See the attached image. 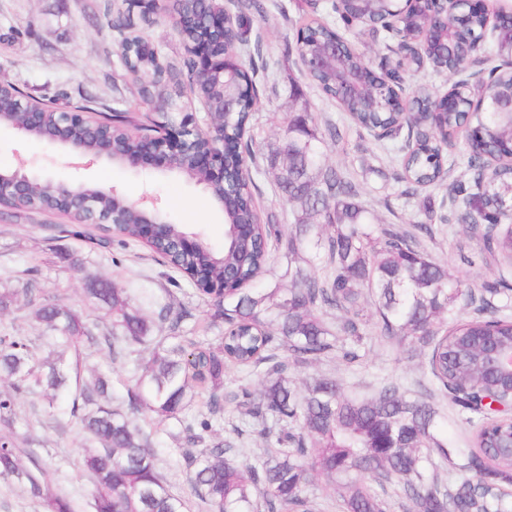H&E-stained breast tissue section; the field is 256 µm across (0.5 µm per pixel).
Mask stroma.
I'll return each instance as SVG.
<instances>
[{"mask_svg":"<svg viewBox=\"0 0 512 512\" xmlns=\"http://www.w3.org/2000/svg\"><path fill=\"white\" fill-rule=\"evenodd\" d=\"M122 2L0 0V82L18 86L31 98L54 99L62 111L71 110L85 96L113 108L146 112L138 84L109 62L118 49V34L107 9ZM331 4L332 0H320L314 7L308 0H259L258 10L252 11L249 36L263 41L267 68L255 78L260 103L250 125L251 135L260 141L276 132L294 106L290 90L299 86L312 111L345 125L343 147L328 149L327 156L354 174L362 201L374 205L387 223L423 220L427 203L437 210L447 209L445 188L407 194L400 169L386 155L381 141L348 126L342 107L304 81L298 30L311 20L331 15ZM138 31L161 52L164 62L181 65L186 51L167 15H155L153 24L139 25ZM22 159L31 171L55 183L82 180L113 186L129 202L152 194L173 223L201 234L214 248L224 245V217L208 192L192 181L172 177L149 164L135 170L103 162L77 168L58 145L0 126V170L13 169ZM71 229L68 220L56 213L0 207V289L37 280L44 290L43 301L57 299L82 313L92 332L101 336L109 331L111 320L86 302L83 290L89 279L110 280L129 288L133 303L144 306L162 335L211 341L219 336L224 327L222 313L189 284L172 288L171 271L143 243L91 224L81 227L76 236ZM481 244L480 238L463 235L459 225L445 224L434 238L423 240L422 248L447 264L451 274L479 284L494 274L493 269L467 261L471 250ZM164 306L170 312L163 318L159 311ZM4 330L28 336L39 350L48 349L53 341L51 331L36 325L33 306L22 297L0 310V332ZM134 363V358L115 360L108 350L91 347L84 349L81 367L111 368L112 394L122 398ZM318 370L342 379L346 393L356 397L371 395L377 379L410 383L421 374L418 360L409 358L406 347L380 339L368 344L360 364L348 367L334 359ZM70 409L71 397L66 392L59 394L51 412L42 402L20 400L12 425L0 423V434L12 435L15 445L27 452L26 463L43 468L50 490L67 496L75 512H92V488L82 472V431ZM179 431L175 421L161 423L158 472L170 491L186 501L189 512H206L189 485L182 457L185 442Z\"/></svg>","mask_w":512,"mask_h":512,"instance_id":"stroma-1","label":"stroma"}]
</instances>
